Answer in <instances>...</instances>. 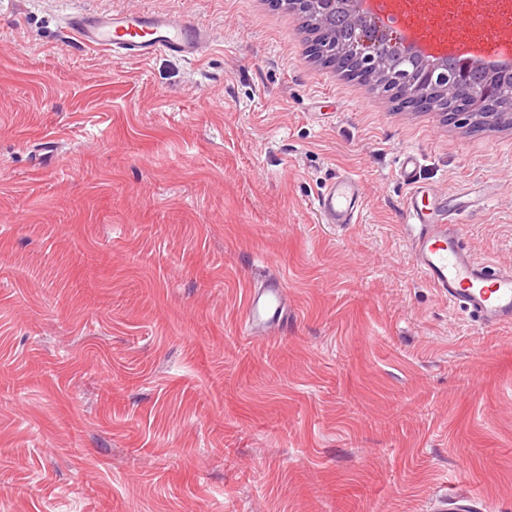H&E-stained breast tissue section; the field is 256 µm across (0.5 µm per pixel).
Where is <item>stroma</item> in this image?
Segmentation results:
<instances>
[{
    "mask_svg": "<svg viewBox=\"0 0 512 512\" xmlns=\"http://www.w3.org/2000/svg\"><path fill=\"white\" fill-rule=\"evenodd\" d=\"M69 11L168 13L188 63L79 45ZM490 194L512 264V127L398 106L271 0H0V512H512V327L414 266L399 173ZM361 183L359 223L312 202ZM284 336H246L251 290ZM285 291L282 282L274 279L264 287L250 292L247 306L244 334L252 335L258 331L265 334H276L283 330L284 310L286 309Z\"/></svg>",
    "mask_w": 512,
    "mask_h": 512,
    "instance_id": "1",
    "label": "stroma"
}]
</instances>
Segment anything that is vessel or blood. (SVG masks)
Returning a JSON list of instances; mask_svg holds the SVG:
<instances>
[{
  "label": "vessel or blood",
  "instance_id": "vessel-or-blood-1",
  "mask_svg": "<svg viewBox=\"0 0 512 512\" xmlns=\"http://www.w3.org/2000/svg\"><path fill=\"white\" fill-rule=\"evenodd\" d=\"M68 34L81 44L146 59L168 52L196 60L208 48L206 31L176 15L92 14L74 11L63 18ZM420 157L403 152L400 173L411 191L402 204L404 221L410 228L409 242L416 265L425 280L450 303L475 313L485 328L512 323V266L475 261L461 238L460 216L479 204L468 194L427 195L415 189ZM363 207L357 179L344 175L327 185L317 198L322 223H356ZM285 288L274 279L252 290L246 306L244 332L271 335L282 329Z\"/></svg>",
  "mask_w": 512,
  "mask_h": 512
}]
</instances>
